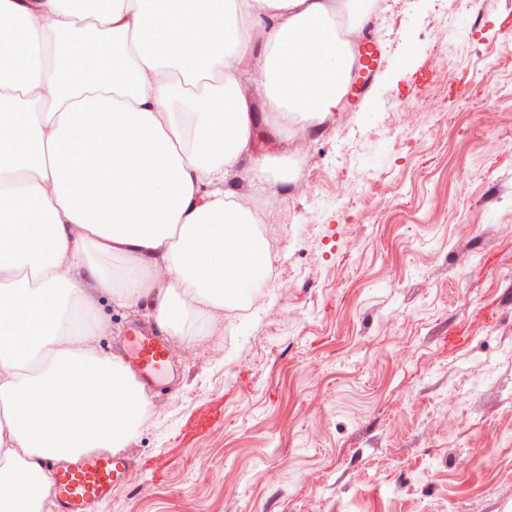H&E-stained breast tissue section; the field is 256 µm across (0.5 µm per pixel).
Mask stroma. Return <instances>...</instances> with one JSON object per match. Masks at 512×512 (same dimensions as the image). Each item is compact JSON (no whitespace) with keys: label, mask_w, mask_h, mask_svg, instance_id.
I'll return each instance as SVG.
<instances>
[{"label":"stroma","mask_w":512,"mask_h":512,"mask_svg":"<svg viewBox=\"0 0 512 512\" xmlns=\"http://www.w3.org/2000/svg\"><path fill=\"white\" fill-rule=\"evenodd\" d=\"M481 4L376 17L371 87L288 161L315 189L254 199L283 213L281 281L214 311L194 353L170 341L173 383L97 512H389V489L446 512L483 435L498 464L459 512H512V0ZM438 47L456 86L429 67Z\"/></svg>","instance_id":"1"}]
</instances>
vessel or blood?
Returning <instances> with one entry per match:
<instances>
[{"label":"vessel or blood","instance_id":"vessel-or-blood-1","mask_svg":"<svg viewBox=\"0 0 512 512\" xmlns=\"http://www.w3.org/2000/svg\"><path fill=\"white\" fill-rule=\"evenodd\" d=\"M379 58L377 36L371 33L362 37L351 68L356 85L368 86ZM124 342V359L138 378L154 384L167 378L169 356L159 336L135 326L129 329ZM129 469L130 460L121 453L50 463L49 492L56 512H95L102 501L111 498L113 488L126 480Z\"/></svg>","mask_w":512,"mask_h":512}]
</instances>
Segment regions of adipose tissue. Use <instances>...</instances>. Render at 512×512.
<instances>
[{
	"mask_svg": "<svg viewBox=\"0 0 512 512\" xmlns=\"http://www.w3.org/2000/svg\"><path fill=\"white\" fill-rule=\"evenodd\" d=\"M342 9L359 33L368 0H0V512H52L44 461L125 449L150 407L104 303L189 353L265 277L232 173L258 124L303 140L339 104ZM106 312L111 316L112 321V336H106L102 340V346L104 348H108V345H112L113 351L114 349L117 350L116 344H115V336L118 334L120 335V332L122 331L123 326L130 321L134 319H138L141 322H144L146 324L151 325L157 333L162 336V334L156 329L154 324L152 322L148 323L147 318L143 315L144 311H134L130 309H120L112 305V309L106 308Z\"/></svg>",
	"mask_w": 512,
	"mask_h": 512,
	"instance_id": "ef3b65f1",
	"label": "adipose tissue"
}]
</instances>
